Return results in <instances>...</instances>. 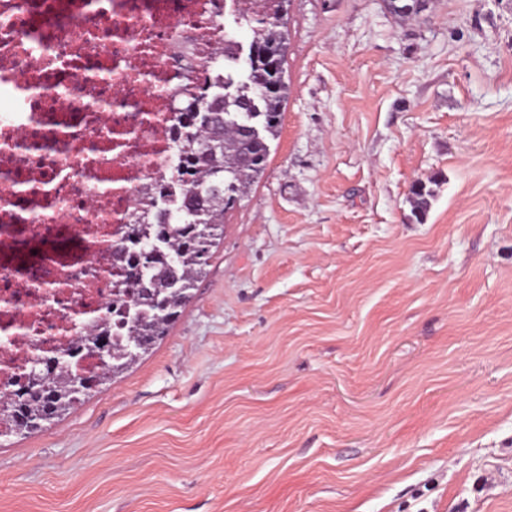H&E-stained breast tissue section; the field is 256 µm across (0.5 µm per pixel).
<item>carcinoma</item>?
<instances>
[{
	"label": "carcinoma",
	"mask_w": 512,
	"mask_h": 512,
	"mask_svg": "<svg viewBox=\"0 0 512 512\" xmlns=\"http://www.w3.org/2000/svg\"><path fill=\"white\" fill-rule=\"evenodd\" d=\"M238 20L252 33L248 44L251 80L240 76V64L235 62L240 41L235 38L224 49L225 59L216 63L210 90L198 94L184 89L178 128L170 143L176 160L174 174L119 244L126 256L115 273L116 291L100 326V331L112 337V359L104 362L95 349L85 350L97 357L98 368L104 370L102 375L81 374L87 381H110L147 353L148 349L141 347L146 328L159 336L167 334L192 298L195 284L207 273L212 248L223 234L224 215L240 203L266 169L268 139L279 133L287 94L283 15L275 10L256 23L243 15ZM262 91L265 97L256 100ZM254 100L260 108L256 120L263 127L259 139L252 137L241 121ZM213 184L223 185V191L207 193L205 188ZM413 194V216L421 221L432 191L421 182ZM70 353V348L60 351L51 360L50 370L44 372L47 383L61 391L70 387L77 374L75 361L61 362ZM84 401L85 396L80 395L60 405L22 390L11 411L55 420Z\"/></svg>",
	"instance_id": "carcinoma-1"
}]
</instances>
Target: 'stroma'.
Masks as SVG:
<instances>
[{
	"instance_id": "1",
	"label": "stroma",
	"mask_w": 512,
	"mask_h": 512,
	"mask_svg": "<svg viewBox=\"0 0 512 512\" xmlns=\"http://www.w3.org/2000/svg\"><path fill=\"white\" fill-rule=\"evenodd\" d=\"M287 29L193 299L0 442V512H512V0H291Z\"/></svg>"
}]
</instances>
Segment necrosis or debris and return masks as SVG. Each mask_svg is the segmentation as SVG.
Returning <instances> with one entry per match:
<instances>
[{"label":"necrosis or debris","mask_w":512,"mask_h":512,"mask_svg":"<svg viewBox=\"0 0 512 512\" xmlns=\"http://www.w3.org/2000/svg\"><path fill=\"white\" fill-rule=\"evenodd\" d=\"M0 0V400L93 333L113 250L170 180L182 88L205 91L265 0Z\"/></svg>","instance_id":"necrosis-or-debris-1"}]
</instances>
